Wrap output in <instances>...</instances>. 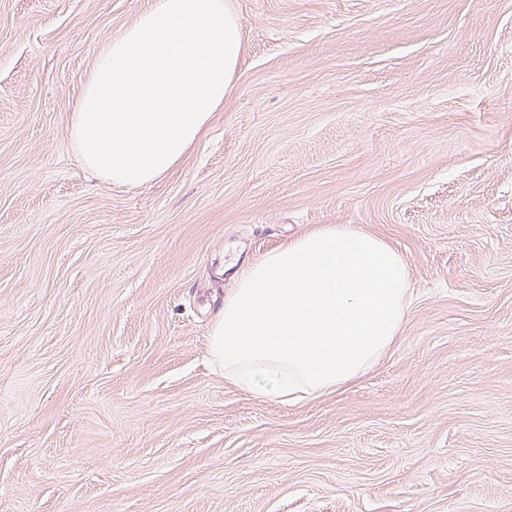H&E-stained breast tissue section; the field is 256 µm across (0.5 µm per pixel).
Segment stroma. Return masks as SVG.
Returning <instances> with one entry per match:
<instances>
[{
	"label": "stroma",
	"instance_id": "35a3bbf8",
	"mask_svg": "<svg viewBox=\"0 0 512 512\" xmlns=\"http://www.w3.org/2000/svg\"><path fill=\"white\" fill-rule=\"evenodd\" d=\"M155 0H0V512H512V0H228L224 105L158 181L71 118ZM323 224L409 263L404 333L291 404L210 361Z\"/></svg>",
	"mask_w": 512,
	"mask_h": 512
}]
</instances>
